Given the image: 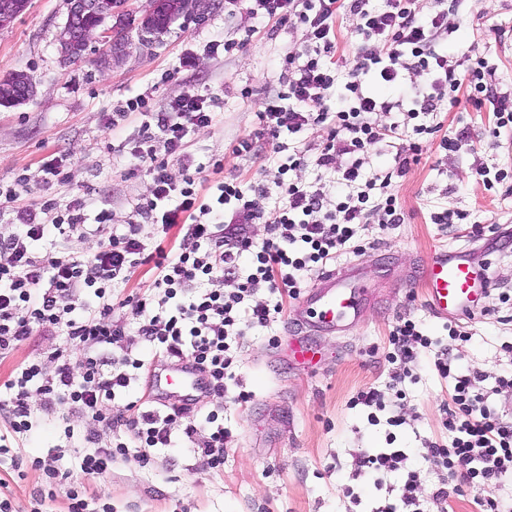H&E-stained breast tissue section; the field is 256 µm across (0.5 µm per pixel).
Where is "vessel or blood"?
Here are the masks:
<instances>
[{"mask_svg": "<svg viewBox=\"0 0 512 512\" xmlns=\"http://www.w3.org/2000/svg\"><path fill=\"white\" fill-rule=\"evenodd\" d=\"M427 306L440 318H470L480 314L494 286L487 264L476 261L467 248H438L421 268ZM371 297L360 268L327 271L318 285L300 300L298 331L290 336L285 358L291 366H315L322 353V337L347 332ZM153 401L193 407L195 396L209 390V379L190 358L168 362L148 378Z\"/></svg>", "mask_w": 512, "mask_h": 512, "instance_id": "1", "label": "vessel or blood"}]
</instances>
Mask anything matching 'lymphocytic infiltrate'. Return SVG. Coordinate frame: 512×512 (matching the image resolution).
<instances>
[{
	"label": "lymphocytic infiltrate",
	"mask_w": 512,
	"mask_h": 512,
	"mask_svg": "<svg viewBox=\"0 0 512 512\" xmlns=\"http://www.w3.org/2000/svg\"><path fill=\"white\" fill-rule=\"evenodd\" d=\"M259 21L278 20L302 29L303 41L284 57L287 82L283 90L265 97L257 118L272 138L274 153L286 162L263 168L265 184L257 193L275 187L278 206L273 217L257 210L237 179L220 182L216 195L202 200L198 186L203 167L186 172L182 185L167 173L168 158L186 160L190 134L211 129L216 122L212 98L188 91L158 116L155 131H144L131 149L146 163L153 193L137 212L149 223L151 234L137 224L111 228L107 208L88 215L85 203L56 209L36 203L14 210L16 233L0 237V359L34 330L62 332L65 342L50 355L54 368L44 374L39 362L16 367L0 402L13 433L24 434L34 425L30 402L40 391L41 405L51 410L78 413L95 419L112 435L109 443L84 436L74 453L82 471L102 474L114 461L126 458L130 443L142 448H170L173 427H181L185 440H193L197 427L188 409L168 406L138 408L135 418L112 414L109 405L138 381L142 360L130 353L117 354L113 346L126 334L115 310L112 286L123 283L141 267H148L151 293L125 298L141 320L138 334L166 358H191L210 378L209 392L223 398L225 378L234 357L231 348L245 329L276 322L280 305L251 303L255 289L273 294L299 295L300 274L309 267H326L353 250L361 228L378 220L400 224L404 214L392 191L409 163L418 161L422 148L410 143L396 153L394 166L379 177L368 176L369 150L396 132V125H381L376 114L406 109L408 115L440 111L466 102L491 105L497 127L512 126V91L495 84V71L482 58L469 62L439 53L437 46L459 26L455 5L439 6L421 18L416 0H247ZM351 22L359 44L347 73L345 94L337 108L323 101L336 81L329 56L338 49V32ZM425 70L429 86L409 102L377 99L364 94L361 78L374 74L381 82L404 91L407 74ZM327 128L328 137L316 158H309L296 136L306 126ZM337 170L340 198L334 210H325L321 189L289 180L291 170L308 162ZM234 219L226 221V205ZM107 238L99 251L83 257L67 251L51 260L36 253L37 245L60 235L85 236L88 224ZM251 224L266 225L268 236L254 243L247 233ZM221 277L231 291L216 292L207 281ZM387 359L417 364L432 340L414 320L401 319L389 336ZM433 367L448 379L450 392L443 426L449 445L427 442L423 458L448 476L463 474L469 488L482 489L512 480V419L490 409L476 370H461L447 353L437 352ZM206 440L198 446L209 469L224 468L229 433L224 410L210 411Z\"/></svg>",
	"instance_id": "lymphocytic-infiltrate-1"
}]
</instances>
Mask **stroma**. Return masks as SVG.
Listing matches in <instances>:
<instances>
[{
  "mask_svg": "<svg viewBox=\"0 0 512 512\" xmlns=\"http://www.w3.org/2000/svg\"><path fill=\"white\" fill-rule=\"evenodd\" d=\"M68 9V0H29L21 16L0 28V79L23 70L36 87L31 100L0 105V182L25 175L18 206L86 198L107 205L112 226L138 223L136 206L150 198L152 180L127 143L137 138L143 118L128 115L116 135L106 123L141 94L150 97L157 112L167 111L171 101L191 89L214 99L215 126L191 136L193 159L207 166L202 196H210L216 182L227 177L246 187L261 181L260 161L235 154L234 147L258 129L260 101L285 80L282 59L302 42V30L271 23L259 33L243 0H209L204 20L191 13L179 16L149 46L130 31L129 52L120 62L101 64V50L95 47L82 60L66 63L58 36ZM459 11L463 23L443 42V50L484 58L501 87L512 89V0H460ZM215 40H233L237 47L215 54L210 50ZM188 54L195 58L190 70L179 66ZM387 120L399 122V136L370 148L368 172L393 166L397 148L412 141L415 123L439 131L422 138L419 161L393 182L403 223L367 225L358 234L362 252L336 259L340 266L361 263L374 276L377 301L347 334L324 339V358L314 369L289 366L277 346L292 330L297 300L284 298L283 313L271 327L247 331L235 352L237 381L220 401L224 426L232 434L223 471L206 470L200 455L179 446L154 450L146 465L133 448L107 472L85 474L65 452V428L78 435L96 432L104 441L109 432L88 417L74 414L65 420L39 409L36 425L20 436L0 417V437L10 449L0 458V478L20 512H30L44 487L34 460L52 456L86 499H101L112 512H376L402 476L379 483L353 477L352 456L392 448L405 452L408 467L420 473L424 499H431L439 475L423 459L422 448L428 441H448L442 419L449 383L426 365L402 382L392 381L393 366L386 360L389 333L400 318L419 321L461 368L482 372L488 388L512 369V355L502 349L512 342V306L489 297L486 311L467 323L471 340L462 342L449 336L447 320L429 312L422 285H402L434 247H475L469 231L479 224L494 228L498 236L499 250L489 256L496 286L512 289V180L488 191L473 175L480 163L512 167V128L496 129L492 112L468 104L414 122L401 112ZM455 133L463 136L461 147L445 153L440 138ZM54 153L65 158L66 168L63 181L49 183L41 163ZM215 159L222 160L221 171L210 170ZM446 207L466 211L465 223H431V212ZM62 342L61 333L34 332L0 361V383L19 364L48 363L49 353ZM369 387L382 393L385 410L352 406V397ZM242 389L252 394L244 405L235 401ZM395 413L403 419L401 426L388 423ZM15 460L25 478L12 471Z\"/></svg>",
  "mask_w": 512,
  "mask_h": 512,
  "instance_id": "35a3bbf8",
  "label": "stroma"
}]
</instances>
